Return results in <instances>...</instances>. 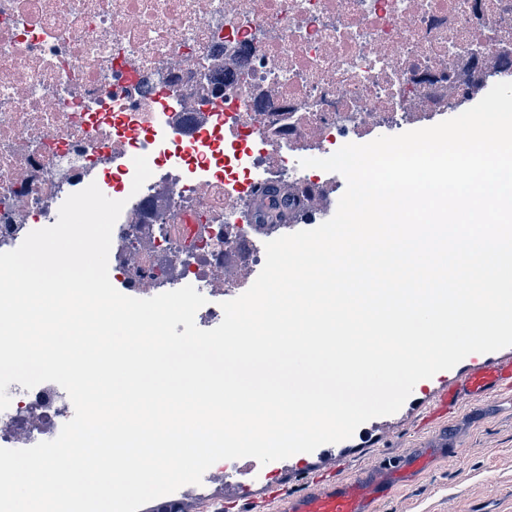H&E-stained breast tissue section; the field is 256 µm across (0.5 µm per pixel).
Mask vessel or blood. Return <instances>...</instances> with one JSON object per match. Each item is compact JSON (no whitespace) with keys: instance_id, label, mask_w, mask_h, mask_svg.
Instances as JSON below:
<instances>
[{"instance_id":"b4317fda","label":"vessel or blood","mask_w":512,"mask_h":512,"mask_svg":"<svg viewBox=\"0 0 512 512\" xmlns=\"http://www.w3.org/2000/svg\"><path fill=\"white\" fill-rule=\"evenodd\" d=\"M512 394V356L500 357L491 365L467 369L448 388L438 391L419 427L422 442L402 453L351 468L336 445L319 448L322 466L297 490L287 482L268 485L264 492L239 493L225 501L213 492L215 481L204 473L201 483L182 486L171 493V501L194 502L207 512H379L380 505L399 486L416 482L431 461L456 456L458 448L447 432H434L435 424L459 412L462 407L484 404Z\"/></svg>"}]
</instances>
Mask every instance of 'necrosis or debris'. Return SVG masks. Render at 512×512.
Instances as JSON below:
<instances>
[{
  "instance_id": "obj_1",
  "label": "necrosis or debris",
  "mask_w": 512,
  "mask_h": 512,
  "mask_svg": "<svg viewBox=\"0 0 512 512\" xmlns=\"http://www.w3.org/2000/svg\"><path fill=\"white\" fill-rule=\"evenodd\" d=\"M512 70V0H0V252L97 184L124 201L109 253L122 294L194 286L199 328L263 266L257 199L284 185L312 224L336 180L300 167L486 95ZM208 101L182 137L166 114ZM151 177L133 191L134 157ZM0 448L29 416L71 418L56 383L12 384Z\"/></svg>"
}]
</instances>
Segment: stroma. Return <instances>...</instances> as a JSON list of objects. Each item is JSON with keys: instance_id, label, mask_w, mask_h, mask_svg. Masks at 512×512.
<instances>
[{"instance_id": "1", "label": "stroma", "mask_w": 512, "mask_h": 512, "mask_svg": "<svg viewBox=\"0 0 512 512\" xmlns=\"http://www.w3.org/2000/svg\"><path fill=\"white\" fill-rule=\"evenodd\" d=\"M492 359L489 353L470 356L435 376L396 413L367 421L373 434L371 446H346L343 454L361 466L407 448L417 436L415 420L424 403L467 368ZM449 427L455 432L459 454L436 460L417 482L401 486L382 504L381 512H439L446 497L454 500L457 512H512V400L463 409Z\"/></svg>"}]
</instances>
